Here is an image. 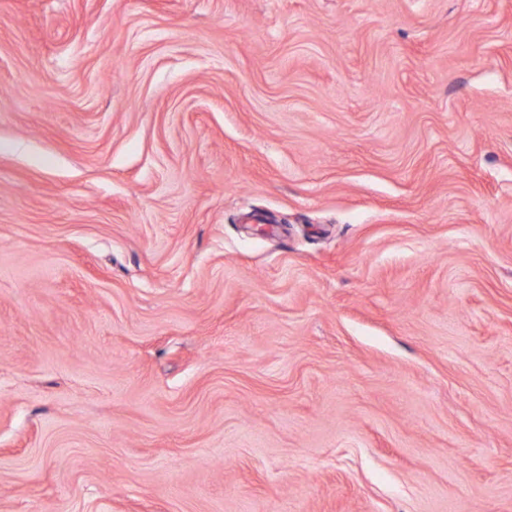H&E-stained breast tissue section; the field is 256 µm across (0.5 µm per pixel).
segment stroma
Instances as JSON below:
<instances>
[{"label": "stroma", "instance_id": "obj_1", "mask_svg": "<svg viewBox=\"0 0 512 512\" xmlns=\"http://www.w3.org/2000/svg\"><path fill=\"white\" fill-rule=\"evenodd\" d=\"M0 512H512V0H0Z\"/></svg>", "mask_w": 512, "mask_h": 512}]
</instances>
